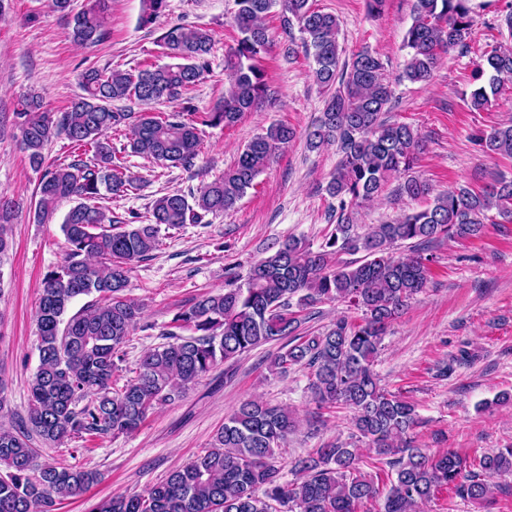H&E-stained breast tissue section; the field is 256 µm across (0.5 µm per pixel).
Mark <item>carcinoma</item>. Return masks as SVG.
Returning <instances> with one entry per match:
<instances>
[{"label": "carcinoma", "mask_w": 512, "mask_h": 512, "mask_svg": "<svg viewBox=\"0 0 512 512\" xmlns=\"http://www.w3.org/2000/svg\"><path fill=\"white\" fill-rule=\"evenodd\" d=\"M166 2L143 0L142 24L154 23ZM233 2L237 37L224 52V100L213 110L163 117L112 110L113 101L132 97L145 105L175 100L208 71L211 33L174 25L161 38L173 62L134 74L88 68L81 76L83 94L67 111L45 112L42 100L31 97L15 112L33 167H43V151L59 135L92 153L93 162L43 167L36 222H45L63 199L79 202L61 225L68 249L42 281L36 313L39 365L29 382L27 417L11 427L0 425V512H52L98 480L90 470L38 462L33 436L52 445L65 438L87 441L131 433L157 406L180 399L218 363L294 335L302 312L334 301L361 311L362 322L340 318L325 332L285 345L270 370L285 376L304 365L310 369L317 411L340 405L353 409L356 433L395 471L379 512H417L443 487L481 500L490 486L480 474L512 473V447L469 461L453 450L429 455L411 445L406 435L418 423L415 406L382 387L372 369L388 325L429 283L432 258L424 255L425 248L448 237H481L493 209L511 220L512 180L501 175L479 190L450 187L434 195L427 208L359 233L357 208L378 198L392 177L405 175L398 186L401 196L415 200L431 194L426 181L409 175L421 151L417 133L386 117L393 89L381 57L368 49L342 57L340 20L313 8L310 0ZM469 2L414 0L401 79L426 83L441 54L469 47L475 23ZM108 3L93 0L91 7L76 11L73 0H51V8L70 18L74 42L88 44L106 37ZM276 6L288 36L284 52L295 53L294 32H299L312 58V76L328 92L310 147L334 143L340 154L326 187L335 200L330 205L334 231L318 251L290 239L254 264L245 278L227 273L224 291L205 293L175 313L167 342L143 353L134 379L115 390L112 379L124 361V346L142 318L141 305L125 295L132 265L158 248L161 226L198 224L208 214L233 210L294 138V130L285 124L268 127L191 202L179 191L158 197L147 224L108 217L92 204L103 186L113 194L133 187L109 134L125 127L133 152L191 165L198 154V126H233L271 96L263 60L273 40L264 20ZM478 71L489 79L488 86L471 93L470 106L477 110L512 82V48L485 51ZM477 142L490 156L512 158V123L481 133ZM12 219L11 202L0 199V258L12 248ZM407 242L411 253L393 256L391 248ZM358 252L363 259H340L342 253ZM94 293L93 303L67 316L74 299ZM297 427L288 410L246 401L216 432L205 454L170 471L147 494L103 499L92 512H358L378 496L374 481L360 472L359 449L339 441L296 459L298 481H281L274 448Z\"/></svg>", "instance_id": "carcinoma-1"}]
</instances>
